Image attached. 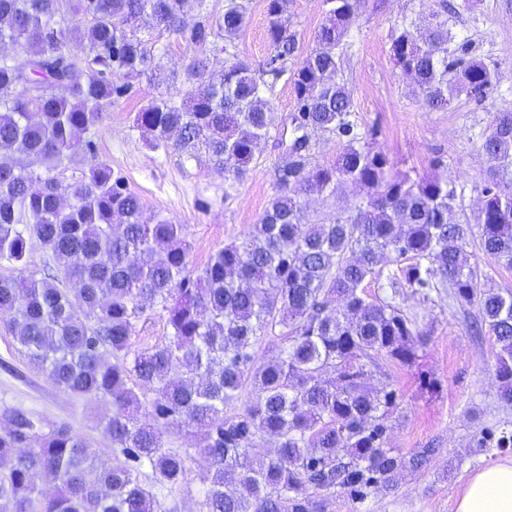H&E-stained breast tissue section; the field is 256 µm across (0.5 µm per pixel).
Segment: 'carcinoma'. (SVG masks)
Instances as JSON below:
<instances>
[{"instance_id":"carcinoma-1","label":"carcinoma","mask_w":512,"mask_h":512,"mask_svg":"<svg viewBox=\"0 0 512 512\" xmlns=\"http://www.w3.org/2000/svg\"><path fill=\"white\" fill-rule=\"evenodd\" d=\"M187 2L0 0V313L53 386L111 400L102 424L123 455L102 465L68 424L46 428L8 409L0 416V512H156L158 495L188 476L189 455L165 447L172 428L199 437L206 512H321L324 492L365 499L392 489L404 464L421 468L435 449L406 460L384 448L396 394L366 383L376 355L408 363L423 341L400 307L364 292L387 254L407 261L388 277L393 290L405 285L477 309L498 348V397L512 405V290L481 287L467 256L473 244L512 269V110L497 112L482 137L491 167L476 225L448 221L456 190L446 164L436 160L434 173L417 180L392 176L370 147L374 131L351 119L340 47L364 0H325L316 49L291 70L289 0H266L265 63L232 54L217 73L197 57L181 103L154 98L136 113L150 149L202 150L241 180L288 77L295 109L275 193L249 232L203 267H189L183 225L146 218L141 198L107 164L92 158L79 175L60 178L64 160L95 154L85 134L103 126L128 80L162 81L141 34L184 33ZM246 14L244 0H224L223 15L198 23L191 40H231ZM74 41L86 43L88 63L68 55ZM14 52L29 70L12 63ZM466 54L444 2L422 25L402 22L392 38L394 65L431 110L462 94L482 103L494 91L497 72ZM326 133L343 148L332 164H315L311 139ZM346 183L367 189L365 203L345 218L308 222L305 198ZM35 246L50 253L56 274L29 271ZM154 308L165 318L164 341L131 351L138 319ZM269 336L278 357L256 369L255 347ZM329 370L335 377H325ZM249 382L255 396L225 416ZM140 390L153 400L143 404ZM264 437L277 440L271 456L255 452Z\"/></svg>"}]
</instances>
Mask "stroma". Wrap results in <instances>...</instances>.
<instances>
[{"label":"stroma","mask_w":512,"mask_h":512,"mask_svg":"<svg viewBox=\"0 0 512 512\" xmlns=\"http://www.w3.org/2000/svg\"><path fill=\"white\" fill-rule=\"evenodd\" d=\"M455 5L449 24L473 59L498 67L495 91L483 103L456 99L445 111L426 108L402 80L391 58V39L402 18L421 19L436 10L438 0H364L362 13L347 36L340 78L353 102V116L374 128L373 150L389 161L390 174L425 177L435 160L448 167L459 198L456 221L475 223L483 200L482 190L490 167L483 154L481 135L497 110H512V0H479L475 9ZM248 19L233 42L212 39L206 45L189 35L150 29L144 36L163 76L161 84L134 83L130 93L118 98L102 129L94 135L96 158L111 166L115 176L138 194L148 219H166L184 227L191 244V266H203L225 242L239 238L263 214L275 192V172L284 160L278 142L282 119L295 105L290 86L280 82L272 99L278 118L256 152L246 177L233 181L206 156L190 157L177 150L155 152L148 148L134 116L157 95L181 102L189 88L186 69L194 56L206 55L209 68L221 71L229 54L252 65L271 54L267 36L265 0H246ZM324 0H291L290 29L298 49L289 60L296 67L315 48L314 36L326 17ZM366 192L348 184L333 195L311 196L307 214L314 223L330 222L353 213ZM394 259L383 260L380 278L367 283L374 301L395 300L426 342L413 362L380 359L369 382L390 385L396 406L385 438L394 454L411 457L423 448L434 454L422 468H406L395 477L393 490L357 500L335 492L322 497L323 512H454L452 490L471 473L495 462L512 460V447L502 448V432L512 433V406L502 404L497 393L495 347L489 333L473 334L469 328L475 310L451 306L442 295L425 299L403 288L392 292L385 275L396 269ZM8 315H0V412L19 407L44 425L68 423L97 457L112 463L118 458L101 425L110 408L107 400H87L64 393L34 370L8 330ZM188 481L160 501L158 512H204L202 459H189Z\"/></svg>","instance_id":"1"}]
</instances>
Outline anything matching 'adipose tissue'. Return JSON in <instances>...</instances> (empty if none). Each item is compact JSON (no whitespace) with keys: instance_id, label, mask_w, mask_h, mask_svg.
Wrapping results in <instances>:
<instances>
[{"instance_id":"obj_1","label":"adipose tissue","mask_w":512,"mask_h":512,"mask_svg":"<svg viewBox=\"0 0 512 512\" xmlns=\"http://www.w3.org/2000/svg\"><path fill=\"white\" fill-rule=\"evenodd\" d=\"M455 512H512V462L472 474L453 493Z\"/></svg>"}]
</instances>
